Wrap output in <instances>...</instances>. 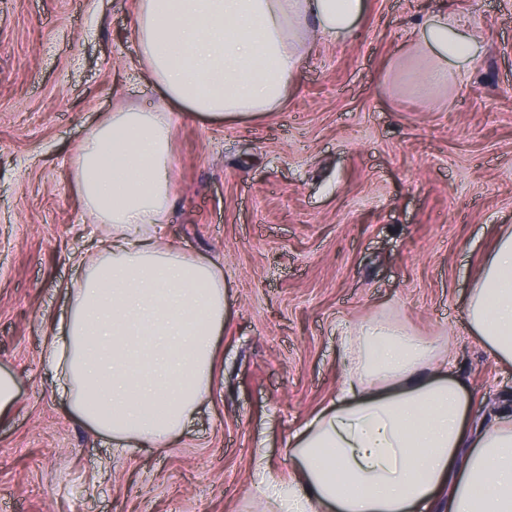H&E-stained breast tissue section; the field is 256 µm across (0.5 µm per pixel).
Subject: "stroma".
<instances>
[{
  "instance_id": "35a3bbf8",
  "label": "stroma",
  "mask_w": 512,
  "mask_h": 512,
  "mask_svg": "<svg viewBox=\"0 0 512 512\" xmlns=\"http://www.w3.org/2000/svg\"><path fill=\"white\" fill-rule=\"evenodd\" d=\"M136 0H0V512H263L254 459L288 473L294 433L335 397L348 326L386 320L450 348L470 425L512 402V367L470 335L468 292L512 228V0H366L344 40L308 39L287 101L257 119L175 114L165 235L224 268L215 386L166 448H118L73 416L41 360L94 226L78 144L161 92ZM448 11L481 43L430 99L414 31ZM19 397V388L12 373L0 369V416L9 412Z\"/></svg>"
}]
</instances>
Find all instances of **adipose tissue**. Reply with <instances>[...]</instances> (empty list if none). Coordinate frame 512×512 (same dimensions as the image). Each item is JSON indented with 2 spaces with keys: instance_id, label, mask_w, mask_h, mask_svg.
<instances>
[{
  "instance_id": "obj_1",
  "label": "adipose tissue",
  "mask_w": 512,
  "mask_h": 512,
  "mask_svg": "<svg viewBox=\"0 0 512 512\" xmlns=\"http://www.w3.org/2000/svg\"><path fill=\"white\" fill-rule=\"evenodd\" d=\"M364 9L365 0H136L139 61L164 104L113 112L75 151L71 176L100 235L68 290V322L48 327L41 355L95 432L168 447L213 388L224 273L163 236L174 109L224 121L275 111L308 33L344 39ZM417 36L435 57L416 84L424 97L479 56L445 14ZM464 312L471 334L511 366L512 230ZM342 352L336 399L290 440L288 476L256 458L259 501L271 512H512V405L470 433V397L450 356L398 325L357 324Z\"/></svg>"
}]
</instances>
